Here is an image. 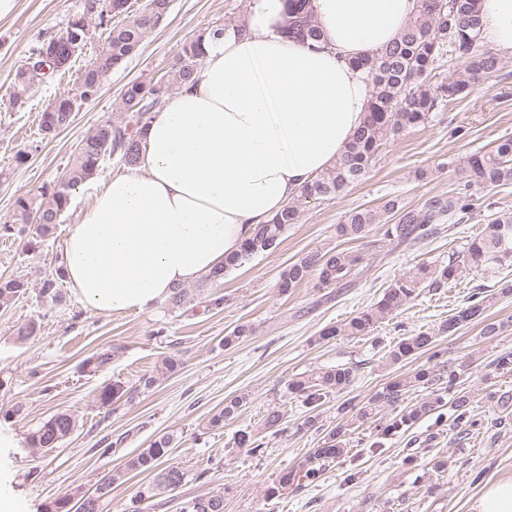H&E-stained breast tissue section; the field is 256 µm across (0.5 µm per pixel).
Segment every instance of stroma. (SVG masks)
Instances as JSON below:
<instances>
[{
    "mask_svg": "<svg viewBox=\"0 0 512 512\" xmlns=\"http://www.w3.org/2000/svg\"><path fill=\"white\" fill-rule=\"evenodd\" d=\"M82 4L15 0L12 12L0 16V223L17 197L64 180L79 142L98 124L116 118L129 82L168 66L199 31L250 11L249 0H172L140 53L107 75L100 96L73 113L68 127L48 134L41 128L43 109L75 89L105 30L94 28L69 68L30 89L19 107L9 103L14 74L34 48L66 28ZM505 136H512V54L507 53L499 70L471 95L439 106L425 125L385 141L365 179L338 196L302 205L299 223L288 228L274 250L228 271L220 282H194L199 295L181 309L163 302L149 311L103 315L71 293L62 306L39 295L41 280L61 265L70 227L112 175L122 172L117 159L107 160L91 180L72 190L51 235L41 236L33 224L0 232V276L28 284L25 295L0 308V434L11 441L0 447V484L26 512H44L59 496L94 492L128 458L168 435L171 451L163 463L181 467L186 479L177 490L146 503L144 512H180L182 502L208 493L223 495L224 512H468L470 500L487 482L512 478V400L503 405L487 398L491 392L512 396V371L496 365L500 355L512 353V295L500 294L512 286V261L484 272L465 269L441 288H423L367 336L323 342L318 336L323 328L374 306L395 279L416 265L446 263L492 218L512 213V183L475 185L467 165L469 155L489 150ZM21 153L26 156L22 162L17 159ZM464 186L473 193L471 219L438 225L420 243L377 250L374 243L385 231L381 224L360 240L337 233L353 209L374 208L393 197L420 208ZM331 249L365 254L366 268L341 286H322L313 275L280 294L277 281L288 265L309 252ZM474 295L489 298L485 315L501 323V331L482 335L475 321L453 333L440 332V325ZM213 298L220 299V307H209ZM31 323L36 332L19 339V329ZM240 325L252 326V335L225 347V335ZM420 331L435 335L445 360L460 369L478 424L456 427L432 413L379 439L374 419H360L357 411L390 382L432 367L425 353L395 365L387 361L390 347ZM103 348L114 352L110 367L85 370L86 360ZM167 356L179 359L180 366L172 375L158 376ZM344 363L356 369L351 385L318 408L319 429H304L308 411L289 394V381ZM115 382L129 389L130 399L102 406L100 392ZM241 394L248 402L239 416L210 427L225 401ZM346 402L349 413H340ZM60 411L77 418L76 431L58 448L32 453L29 434ZM272 411L282 419L269 431L265 419ZM340 425L345 455L316 480L266 499L273 480L297 467L325 433ZM241 429L262 439L261 453L234 449ZM410 454L418 457L416 467L402 463Z\"/></svg>",
    "mask_w": 512,
    "mask_h": 512,
    "instance_id": "35a3bbf8",
    "label": "stroma"
}]
</instances>
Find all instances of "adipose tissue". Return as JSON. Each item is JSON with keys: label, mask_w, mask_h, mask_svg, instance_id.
I'll return each instance as SVG.
<instances>
[{"label": "adipose tissue", "mask_w": 512, "mask_h": 512, "mask_svg": "<svg viewBox=\"0 0 512 512\" xmlns=\"http://www.w3.org/2000/svg\"><path fill=\"white\" fill-rule=\"evenodd\" d=\"M312 49L285 37L291 0H253L206 36L195 82L166 95L135 166L112 176L64 242L67 282L89 309L141 312L238 252L367 117L350 60L394 41L417 0H311ZM483 40L512 53V0H479Z\"/></svg>", "instance_id": "1"}]
</instances>
